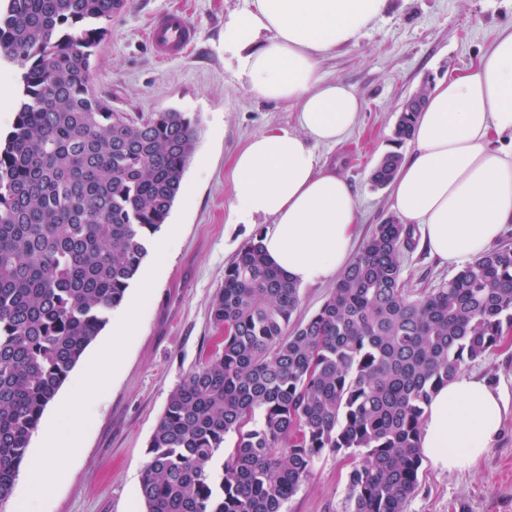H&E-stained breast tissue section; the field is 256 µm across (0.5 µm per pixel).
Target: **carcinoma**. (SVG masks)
Masks as SVG:
<instances>
[{
	"label": "carcinoma",
	"instance_id": "obj_1",
	"mask_svg": "<svg viewBox=\"0 0 512 512\" xmlns=\"http://www.w3.org/2000/svg\"><path fill=\"white\" fill-rule=\"evenodd\" d=\"M122 0H0L22 98L0 143V507L47 404L120 307L195 148L183 112L133 119L91 82ZM404 112L396 140L412 138ZM402 156L383 155L385 186ZM413 228L391 217L320 308L253 238L210 309L218 348L170 394L148 442L144 512H282L325 453L352 459L349 512H405L436 390L512 331V246L409 288ZM234 449L221 459L225 438Z\"/></svg>",
	"mask_w": 512,
	"mask_h": 512
}]
</instances>
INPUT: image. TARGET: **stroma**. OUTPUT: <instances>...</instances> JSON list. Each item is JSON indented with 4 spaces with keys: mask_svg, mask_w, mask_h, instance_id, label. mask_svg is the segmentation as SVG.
Returning a JSON list of instances; mask_svg holds the SVG:
<instances>
[{
    "mask_svg": "<svg viewBox=\"0 0 512 512\" xmlns=\"http://www.w3.org/2000/svg\"><path fill=\"white\" fill-rule=\"evenodd\" d=\"M175 6L196 26L198 41L183 57L161 61L146 29L157 13ZM247 6L248 0H127L108 23L94 93L131 117L168 109L186 113L196 125L195 149L167 219L179 227L178 244L132 331H124L120 311H113L85 351L88 361L112 339H130L122 371L106 384L78 440L79 454L61 460L70 478L37 503V512H141L136 491L149 439L170 393L216 343L210 305L224 283V270L269 226L264 218L240 224L232 215L231 161L254 136L296 129L297 109L255 98L224 62V23ZM511 23L512 0H396L355 43L322 61L327 79L343 80L363 101L347 140L314 148L354 190L359 240L392 215L386 190L374 188L369 175L387 151L404 154L412 148L392 142L404 101L450 73L469 70L499 28ZM457 269L419 244L402 257V276L412 288L437 287ZM464 372L512 394V335ZM350 469L343 456H322L283 512H348ZM405 512H512V410L474 468L451 471L424 459Z\"/></svg>",
    "mask_w": 512,
    "mask_h": 512,
    "instance_id": "stroma-1",
    "label": "stroma"
}]
</instances>
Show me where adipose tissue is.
<instances>
[{
  "instance_id": "obj_1",
  "label": "adipose tissue",
  "mask_w": 512,
  "mask_h": 512,
  "mask_svg": "<svg viewBox=\"0 0 512 512\" xmlns=\"http://www.w3.org/2000/svg\"><path fill=\"white\" fill-rule=\"evenodd\" d=\"M393 0H249L224 23V52L255 98L297 107L296 130L253 137L233 158V212L238 223L270 225L261 236L269 259L302 285L326 283L353 260L358 209L349 181L320 163L317 145L343 142L363 103L320 64L354 43L384 17ZM512 26L467 73L431 85L416 121L413 150L388 185L402 223L419 225L431 254L466 265L496 244L512 225ZM123 345L110 344L84 369L60 411L67 427L47 429L26 470L17 512H34L65 478L59 459L74 455V436L91 417L99 389L120 367ZM512 401L487 379L460 375L432 398L421 447L448 470L470 468L497 439Z\"/></svg>"
}]
</instances>
